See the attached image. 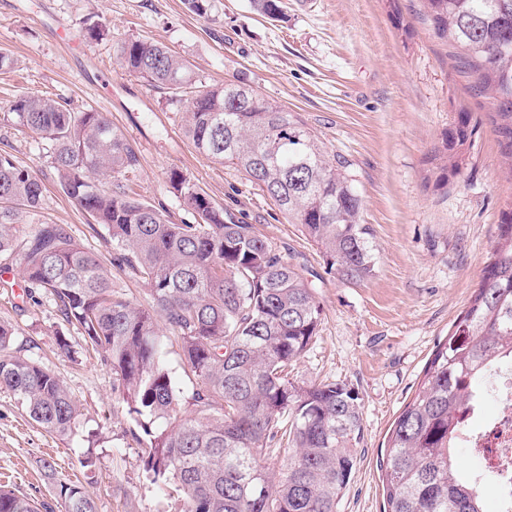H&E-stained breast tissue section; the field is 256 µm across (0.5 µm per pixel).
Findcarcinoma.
Wrapping results in <instances>:
<instances>
[{
    "instance_id": "carcinoma-1",
    "label": "carcinoma",
    "mask_w": 512,
    "mask_h": 512,
    "mask_svg": "<svg viewBox=\"0 0 512 512\" xmlns=\"http://www.w3.org/2000/svg\"><path fill=\"white\" fill-rule=\"evenodd\" d=\"M250 7L269 18L282 12L280 0H250ZM427 10L437 34L460 49L479 93L492 99L512 173V0H427ZM106 36L105 23L85 22L86 41ZM113 51L124 72L184 104L182 128L194 148L261 186L317 248L326 274L344 283L371 276V230L360 222L346 161L299 116L250 86L203 85L161 43L129 39ZM0 119L39 136L64 193L92 231L107 232L106 265L61 224L23 229L19 217L38 209L44 182L0 153V254L14 257L26 294L51 297L112 371L151 482L181 498L180 512H337L358 464L362 408L344 382L289 378L322 321L302 266L175 170L169 184L191 219L175 224L164 207L130 196L120 178L140 158L103 112L25 94ZM472 133L465 113L448 128L440 156L448 174L461 173ZM95 172L115 181L105 186ZM498 230L479 288L389 428L379 460L383 512H486L477 483L458 475L456 448L482 382L512 362V211ZM114 269L136 278L144 301L116 287ZM12 343V327L0 323V389L46 431L71 435L78 401ZM169 345L180 350L192 383L187 396L167 365ZM183 402L190 413L181 412ZM281 456V468L268 466ZM55 495L65 512H99L81 483H60ZM42 509L49 506L0 486V512Z\"/></svg>"
}]
</instances>
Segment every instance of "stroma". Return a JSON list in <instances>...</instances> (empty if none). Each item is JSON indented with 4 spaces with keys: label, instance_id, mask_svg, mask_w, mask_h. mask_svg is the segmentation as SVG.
I'll list each match as a JSON object with an SVG mask.
<instances>
[{
    "label": "stroma",
    "instance_id": "35a3bbf8",
    "mask_svg": "<svg viewBox=\"0 0 512 512\" xmlns=\"http://www.w3.org/2000/svg\"><path fill=\"white\" fill-rule=\"evenodd\" d=\"M282 9L272 21L248 0H210L203 16L183 0H0V50L18 60L0 71V113L28 93L107 113L140 155L128 176L135 198L181 222L186 213L168 184L169 172L180 171L234 220L303 257L322 324L291 377L342 381L358 391L364 440L338 512H383L381 445L482 280L498 226L512 210V179L489 120L492 106L457 49L435 34L424 0H282ZM90 18L107 25V40L66 47L59 27L78 31ZM130 38L164 43L205 84L252 86L344 158L361 221L372 230L373 275L344 284L325 274L315 247L259 186L197 151L168 91L120 70L112 46ZM462 112L475 134L464 169L447 178L435 154ZM1 150L45 182L40 208L22 214L20 224L64 225L103 253V238L61 189L41 139L0 122ZM0 321L14 327V347L57 374L82 408L75 431L62 438L0 390V485L53 512H65L54 495L63 481L89 483L99 512H178V500L144 471L111 371L83 353L81 334L52 301H20L0 287ZM61 335L71 354L58 349ZM88 455L96 462L91 474L82 466ZM46 460L53 471L43 469Z\"/></svg>",
    "mask_w": 512,
    "mask_h": 512
}]
</instances>
